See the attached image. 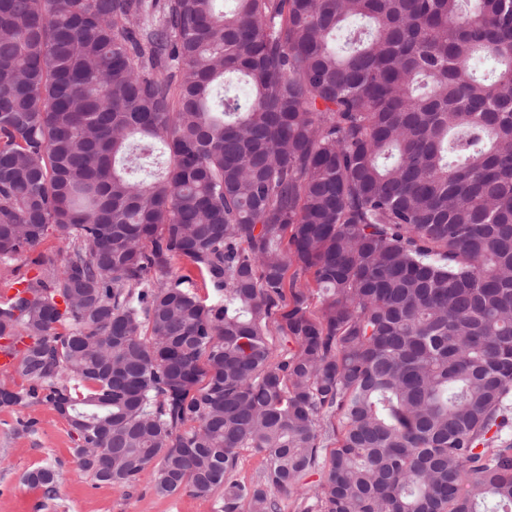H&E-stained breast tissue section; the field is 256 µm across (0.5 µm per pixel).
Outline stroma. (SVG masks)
Masks as SVG:
<instances>
[{
    "label": "stroma",
    "mask_w": 512,
    "mask_h": 512,
    "mask_svg": "<svg viewBox=\"0 0 512 512\" xmlns=\"http://www.w3.org/2000/svg\"><path fill=\"white\" fill-rule=\"evenodd\" d=\"M67 251V241L48 236L0 266V290L20 276L35 275L42 260L62 265ZM75 446L67 422L47 404L0 409V512H215L212 497L157 494L149 469L129 486L96 481L79 468ZM44 463L60 473L51 497L24 481L27 471Z\"/></svg>",
    "instance_id": "1"
}]
</instances>
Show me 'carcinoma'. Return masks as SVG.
<instances>
[{
    "instance_id": "1",
    "label": "carcinoma",
    "mask_w": 512,
    "mask_h": 512,
    "mask_svg": "<svg viewBox=\"0 0 512 512\" xmlns=\"http://www.w3.org/2000/svg\"><path fill=\"white\" fill-rule=\"evenodd\" d=\"M217 2L0 0V264L69 244L0 407L218 512H512V0ZM172 271L177 274H191L196 282V291L199 297L205 300L207 304L210 302L212 289L208 283H204L198 276L196 269L190 261L184 258L176 259L172 264ZM263 465L264 462L261 456L250 452H243L238 468L234 473V479L247 483L256 480ZM320 479V472H316L305 478L302 487L293 489L288 495L277 493V498L280 501L282 507L281 512H294L296 504L300 501L303 493L312 494L313 489L316 487Z\"/></svg>"
}]
</instances>
